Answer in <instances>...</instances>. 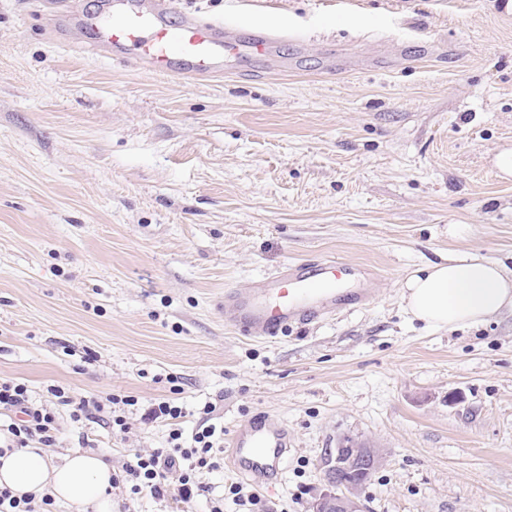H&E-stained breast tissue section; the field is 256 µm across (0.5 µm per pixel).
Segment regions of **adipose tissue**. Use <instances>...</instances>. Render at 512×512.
I'll use <instances>...</instances> for the list:
<instances>
[{"mask_svg":"<svg viewBox=\"0 0 512 512\" xmlns=\"http://www.w3.org/2000/svg\"><path fill=\"white\" fill-rule=\"evenodd\" d=\"M412 319L438 330L475 328L512 308V269L490 259L442 260L413 270L401 284ZM41 501L51 496L72 512H112V466L93 451L52 463L46 448L0 455V490Z\"/></svg>","mask_w":512,"mask_h":512,"instance_id":"ef3b65f1","label":"adipose tissue"}]
</instances>
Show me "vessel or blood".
I'll return each instance as SVG.
<instances>
[{"mask_svg": "<svg viewBox=\"0 0 512 512\" xmlns=\"http://www.w3.org/2000/svg\"><path fill=\"white\" fill-rule=\"evenodd\" d=\"M79 24L93 33L97 49L147 74L202 80L224 72L230 57L270 52L278 39L253 28L181 12L175 0H102ZM352 265L335 257L291 263L248 289L224 291V321L242 336L266 340L289 326L317 321L336 310V287ZM288 430L278 417L239 424L229 442L234 470L258 487L285 473Z\"/></svg>", "mask_w": 512, "mask_h": 512, "instance_id": "obj_1", "label": "vessel or blood"}]
</instances>
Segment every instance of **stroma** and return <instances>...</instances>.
<instances>
[{"label":"stroma","instance_id":"35a3bbf8","mask_svg":"<svg viewBox=\"0 0 512 512\" xmlns=\"http://www.w3.org/2000/svg\"><path fill=\"white\" fill-rule=\"evenodd\" d=\"M98 0H0V378L56 415V456L99 450L122 473L184 437L281 418L288 469L258 512H308L324 452L379 448L369 512H512V311L454 333L410 320L425 263L512 265V0H177L186 13L291 33L262 67L228 60L186 84L51 32ZM335 256L361 302L275 339L224 322V291ZM54 387L115 405L127 432L73 421ZM202 473L190 501L112 488L117 512H209L238 481ZM183 414L182 407L176 405L174 401L163 399L152 404L142 417L145 422H156L158 419H162L169 421L172 426H177L180 419L183 418Z\"/></svg>","mask_w":512,"mask_h":512}]
</instances>
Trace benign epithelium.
Returning <instances> with one entry per match:
<instances>
[{"instance_id": "1", "label": "benign epithelium", "mask_w": 512, "mask_h": 512, "mask_svg": "<svg viewBox=\"0 0 512 512\" xmlns=\"http://www.w3.org/2000/svg\"><path fill=\"white\" fill-rule=\"evenodd\" d=\"M384 462L381 451L371 448L353 436L340 438L337 446L327 449L324 467L329 473L326 488L315 497L311 512H367L361 495V486L349 483L339 486L333 481L336 468H352L366 474L375 471Z\"/></svg>"}]
</instances>
